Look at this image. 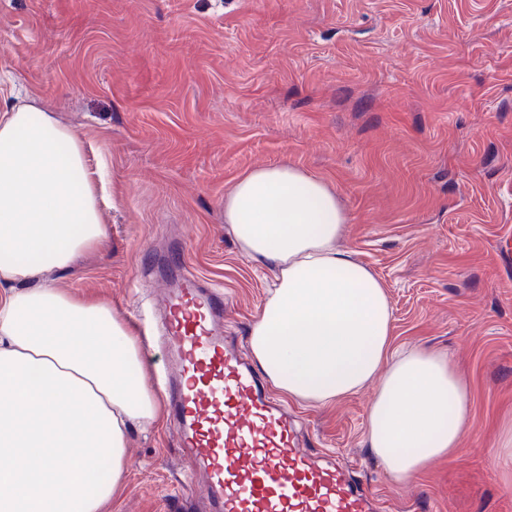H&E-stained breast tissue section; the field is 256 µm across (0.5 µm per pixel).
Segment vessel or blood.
I'll return each mask as SVG.
<instances>
[{
  "mask_svg": "<svg viewBox=\"0 0 512 512\" xmlns=\"http://www.w3.org/2000/svg\"><path fill=\"white\" fill-rule=\"evenodd\" d=\"M166 283L163 335L175 352L170 415L206 512H385L349 463L300 447L278 402L224 331V297L183 270L173 248L147 262Z\"/></svg>",
  "mask_w": 512,
  "mask_h": 512,
  "instance_id": "1",
  "label": "vessel or blood"
}]
</instances>
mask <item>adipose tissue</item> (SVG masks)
Masks as SVG:
<instances>
[{
	"label": "adipose tissue",
	"mask_w": 512,
	"mask_h": 512,
	"mask_svg": "<svg viewBox=\"0 0 512 512\" xmlns=\"http://www.w3.org/2000/svg\"><path fill=\"white\" fill-rule=\"evenodd\" d=\"M33 109L0 80V512H105L129 431L158 424L163 404L126 323L46 278L109 230L80 138ZM224 222L245 257L274 266L250 350L276 389L329 404L375 381L366 439L399 485L460 449L467 386L447 356L393 348L383 286L337 249L347 216L323 179L249 170Z\"/></svg>",
	"instance_id": "ef3b65f1"
}]
</instances>
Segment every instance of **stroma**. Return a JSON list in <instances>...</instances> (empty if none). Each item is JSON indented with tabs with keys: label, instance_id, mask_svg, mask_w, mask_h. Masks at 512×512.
<instances>
[{
	"label": "stroma",
	"instance_id": "35a3bbf8",
	"mask_svg": "<svg viewBox=\"0 0 512 512\" xmlns=\"http://www.w3.org/2000/svg\"><path fill=\"white\" fill-rule=\"evenodd\" d=\"M0 76L77 131L106 173L107 243L51 272L109 303L165 362L160 281L182 246L248 338L272 272L243 256L224 196L245 171L326 181L340 251L382 282L393 345L446 354L468 386L457 454L392 482L366 437L374 383L289 400L308 447L354 464L386 512H512V0H0ZM107 512H180L186 467L169 420L134 430Z\"/></svg>",
	"mask_w": 512,
	"mask_h": 512
}]
</instances>
